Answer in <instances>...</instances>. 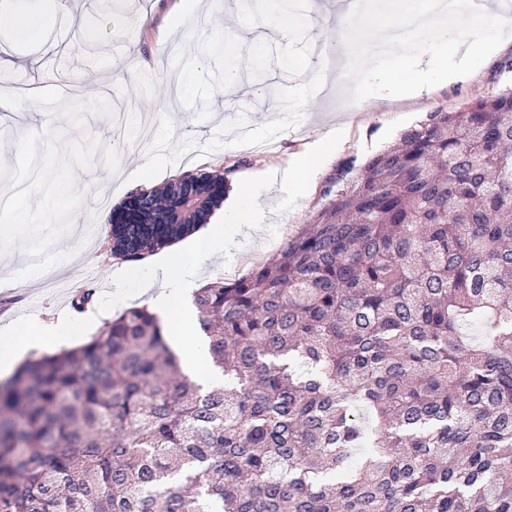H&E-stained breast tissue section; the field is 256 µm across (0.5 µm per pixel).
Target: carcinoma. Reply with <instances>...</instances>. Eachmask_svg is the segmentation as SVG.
Instances as JSON below:
<instances>
[{
  "instance_id": "cac0c4a2",
  "label": "carcinoma",
  "mask_w": 512,
  "mask_h": 512,
  "mask_svg": "<svg viewBox=\"0 0 512 512\" xmlns=\"http://www.w3.org/2000/svg\"><path fill=\"white\" fill-rule=\"evenodd\" d=\"M224 186L136 193L110 251L188 235ZM193 303L220 387L146 307L0 382V512H512V88L431 113Z\"/></svg>"
}]
</instances>
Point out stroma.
I'll return each mask as SVG.
<instances>
[{
	"label": "stroma",
	"instance_id": "stroma-1",
	"mask_svg": "<svg viewBox=\"0 0 512 512\" xmlns=\"http://www.w3.org/2000/svg\"><path fill=\"white\" fill-rule=\"evenodd\" d=\"M12 2L17 21L0 27V44L14 52L17 66L8 82L16 94L29 87H55L69 101L101 95L115 107L130 101L162 103L175 127L170 136L155 132L161 147L149 155L120 153L117 175L108 174L99 154L92 169L77 170L91 232L77 255L68 253L73 240L69 233L50 247L51 253L66 254L67 259L50 267L49 275L94 289L89 311H105L112 320L149 302L137 281L114 282V274L127 263L112 256L108 244L113 209L144 186L136 178L144 159L155 163L149 182L154 187L186 174L225 175L229 190L212 220L224 224L237 253L228 257L222 246H210V259L194 264L190 279L198 288L217 278L230 282L250 272L238 266V253L252 254L260 265L277 256L329 201L331 192L357 180L370 159L398 142L404 131L425 123L431 112L466 110L473 99L512 83L507 67L512 61L510 21L501 25L504 46L497 56L478 64L473 76L435 85L419 99L381 106L364 101L345 110L337 105L335 93L324 90L332 71H311L306 77L308 107L289 113L285 102L243 89L226 90L224 71L230 60L241 61L262 71L267 86L285 93L299 78L284 66V59L295 51H309L323 35L322 25L282 40L267 33L264 10L256 0H214L206 19L177 14L176 0H88L84 13L75 9L73 0ZM343 126L351 134L340 139L335 157L308 196L291 193L277 181L263 184L252 198L242 196L247 175L282 168L291 154ZM51 127L71 139L86 132L104 145L114 143L108 117L88 116L81 131L60 114L39 107L31 132L41 134ZM28 265L23 244L0 252V279L12 281L11 320L56 323L77 317L73 295L42 288L37 275L16 280V273Z\"/></svg>",
	"mask_w": 512,
	"mask_h": 512
}]
</instances>
